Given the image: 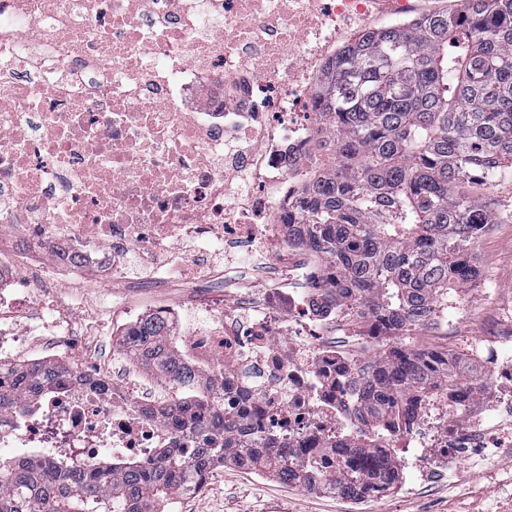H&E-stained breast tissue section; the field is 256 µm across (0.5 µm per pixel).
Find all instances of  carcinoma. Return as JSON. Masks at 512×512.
I'll use <instances>...</instances> for the list:
<instances>
[{
	"label": "carcinoma",
	"instance_id": "1",
	"mask_svg": "<svg viewBox=\"0 0 512 512\" xmlns=\"http://www.w3.org/2000/svg\"><path fill=\"white\" fill-rule=\"evenodd\" d=\"M317 120L334 162L288 210L310 244L328 258L337 287L404 330L423 324L448 299V285L482 278L474 261L479 235L496 212L463 191L497 174L512 176V0H461L454 14L436 12L378 29L344 44L325 64ZM140 335L156 339L141 355L160 375L178 379L183 366L169 333L145 320ZM423 351L383 350L381 369L365 382L366 414L394 425L391 396H425L436 374L477 382L480 366L451 355L434 370ZM30 376L0 363V409L55 376ZM224 439L188 452L159 448L153 463L112 475L60 459L0 467V512H156L175 492H189L197 471L231 459L283 482L316 481L354 497L397 481L374 439L344 449L336 470L290 462L221 416Z\"/></svg>",
	"mask_w": 512,
	"mask_h": 512
}]
</instances>
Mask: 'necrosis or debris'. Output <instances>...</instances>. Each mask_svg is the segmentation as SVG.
<instances>
[{"mask_svg": "<svg viewBox=\"0 0 512 512\" xmlns=\"http://www.w3.org/2000/svg\"><path fill=\"white\" fill-rule=\"evenodd\" d=\"M412 0H0V251L32 241L40 288L66 278L123 280L127 253L158 255L185 237L215 251L272 243L271 287L226 308L208 277L195 295L133 311L122 354L146 316L171 327L187 379L162 394L89 364L0 412V465L44 448L94 464L151 463L156 448H202L210 407L176 412L174 392L204 390L241 430L332 469L377 439L402 481L446 478L459 460L512 447V345L480 336L484 386L400 396L408 420L364 415L366 377L398 327L333 288L324 254L288 233L289 202L329 162L313 103L315 72L340 15L408 11ZM18 272L0 260V362L36 370L43 344L72 346L63 309L28 323ZM201 317L185 329L187 312Z\"/></svg>", "mask_w": 512, "mask_h": 512, "instance_id": "necrosis-or-debris-1", "label": "necrosis or debris"}]
</instances>
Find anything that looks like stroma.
Segmentation results:
<instances>
[{
    "label": "stroma",
    "instance_id": "35a3bbf8",
    "mask_svg": "<svg viewBox=\"0 0 512 512\" xmlns=\"http://www.w3.org/2000/svg\"><path fill=\"white\" fill-rule=\"evenodd\" d=\"M472 192L497 213L496 224L478 238L474 257L482 272L479 285L459 289L460 309L449 317V332L438 336L418 327L406 336L411 349L433 346L462 359L478 356L476 338L494 317L512 321V180L489 190ZM213 265L224 267L223 279L215 281L228 303H238L266 287L268 278L260 253L235 250L213 256ZM128 278L122 282L64 281L47 296L64 303L76 330L94 326L96 335L78 340L80 352L112 368L120 354L112 325L127 312L156 303L186 299L188 288L179 275H169L163 287L148 288L152 270L128 261ZM512 505V447L495 449L483 463L457 462L447 478L427 489L402 487L375 501L349 502L329 495L309 494L299 486L271 475L257 476L233 462L218 466L207 491L181 499L178 512H500Z\"/></svg>",
    "mask_w": 512,
    "mask_h": 512
}]
</instances>
